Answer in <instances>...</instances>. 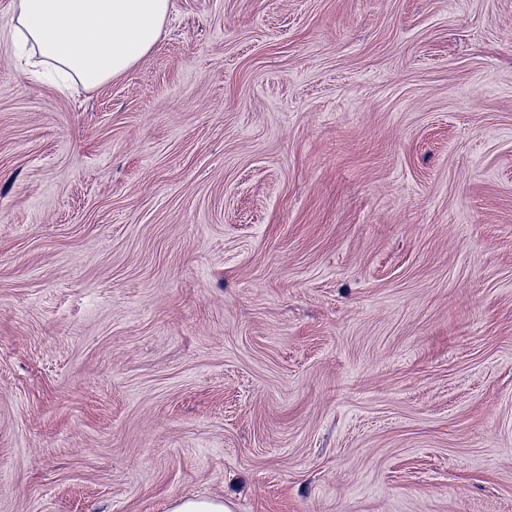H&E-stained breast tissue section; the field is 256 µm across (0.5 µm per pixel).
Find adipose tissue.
I'll use <instances>...</instances> for the list:
<instances>
[{
	"instance_id": "ef3b65f1",
	"label": "adipose tissue",
	"mask_w": 512,
	"mask_h": 512,
	"mask_svg": "<svg viewBox=\"0 0 512 512\" xmlns=\"http://www.w3.org/2000/svg\"><path fill=\"white\" fill-rule=\"evenodd\" d=\"M171 0H16L9 36L66 87L92 90L143 60Z\"/></svg>"
}]
</instances>
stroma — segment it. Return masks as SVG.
I'll list each match as a JSON object with an SVG mask.
<instances>
[{
	"instance_id": "1",
	"label": "stroma",
	"mask_w": 512,
	"mask_h": 512,
	"mask_svg": "<svg viewBox=\"0 0 512 512\" xmlns=\"http://www.w3.org/2000/svg\"><path fill=\"white\" fill-rule=\"evenodd\" d=\"M172 2L0 40V512H512V0ZM170 8L171 0H17L9 36L65 89L92 90L146 57ZM230 501L222 498L181 497L172 502L169 512H234Z\"/></svg>"
}]
</instances>
